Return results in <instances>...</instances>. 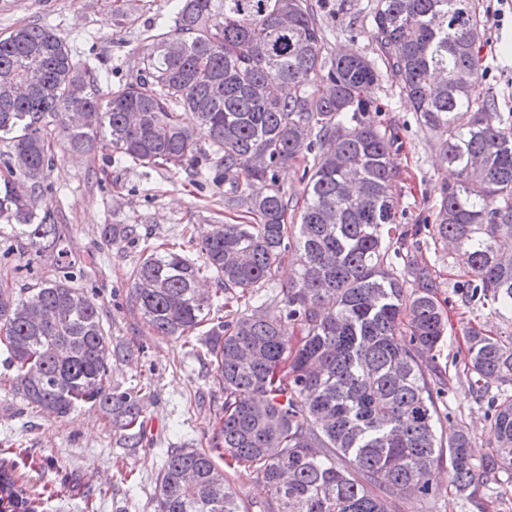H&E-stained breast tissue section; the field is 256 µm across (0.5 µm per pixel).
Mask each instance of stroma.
Wrapping results in <instances>:
<instances>
[{"instance_id": "obj_1", "label": "stroma", "mask_w": 512, "mask_h": 512, "mask_svg": "<svg viewBox=\"0 0 512 512\" xmlns=\"http://www.w3.org/2000/svg\"><path fill=\"white\" fill-rule=\"evenodd\" d=\"M368 0H352L348 13L336 12V0H324L316 20L329 48L348 46L376 61L380 47L361 8ZM171 0H0V34L25 24H48L65 37L72 53L90 60L103 85L119 86L139 77L149 36L172 24ZM492 47H480L484 66L481 91L493 97L498 111L512 113V13L492 31ZM381 128L395 138L393 190L399 199L398 221L431 224L444 186L455 181L452 168L430 143L404 96L383 80L371 91ZM47 175L55 195L40 201L63 224L73 257L86 277L81 285L102 310L103 323L122 354L110 363L113 384L134 387L151 377V391L140 403L147 438L141 447H123L109 420L94 408L81 407L62 418L20 401L5 400L9 373L0 367V459L16 461L31 484L49 492L45 512H154L157 474L164 453L173 446L207 447L213 435L214 410L224 395L202 362L190 355L183 340L156 336L131 311L126 273L139 257L142 243L173 238L184 225L236 222V210L224 206V185L211 169L195 174L165 165L114 164L112 152L95 157L55 148ZM106 224H129L136 242H109ZM433 271L437 297L448 306L443 341L422 363L445 371L449 386L439 396L440 416L463 423L475 458L489 452L486 402L476 400L464 373L466 327L512 330V323L488 301L468 300L456 283L468 269L460 252L424 239L418 254ZM436 512H512V477L497 489L479 488L468 501L446 492Z\"/></svg>"}]
</instances>
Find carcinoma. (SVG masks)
I'll use <instances>...</instances> for the list:
<instances>
[{
    "label": "carcinoma",
    "mask_w": 512,
    "mask_h": 512,
    "mask_svg": "<svg viewBox=\"0 0 512 512\" xmlns=\"http://www.w3.org/2000/svg\"><path fill=\"white\" fill-rule=\"evenodd\" d=\"M173 26L151 36L143 74L102 93L94 68L56 30L36 24L0 37V87L30 69L43 86L0 97V219L23 254L54 267L32 286L15 264L0 276V351L11 395L49 416L99 409L127 448L144 439L137 392L112 384V345L102 311L75 285L83 273L54 213L33 204L55 144L91 155L100 143L141 166L188 169L215 156L227 205L251 224L186 226L178 241L151 247L130 274V300L163 337H186L213 302L238 306L201 343L224 393L211 450L170 448L156 481L155 512H246L224 468L260 475L269 512H390L415 486L434 497L436 468L463 497L512 473V331L468 330L464 371L488 399L487 444L469 453L467 428L441 425L437 371L419 360L448 328L431 269L418 262L421 234L469 255L470 297L512 314V113L479 91L481 18L475 0H373L387 76L455 168L435 223H397L393 143L379 128L368 88L381 73L360 53L329 52L311 0H176ZM184 43L171 57L167 40ZM80 87L74 96V87ZM87 120L68 118L74 105ZM139 111L137 124L128 111ZM208 139L202 148L197 137ZM307 151L302 196L276 183V169ZM267 184L252 195L254 182ZM196 248L204 265L186 258ZM296 267L274 314L260 296L284 262ZM216 275L202 294V270ZM300 335L282 333V319ZM224 460L220 467L215 458ZM0 461V512H38Z\"/></svg>",
    "instance_id": "cac0c4a2"
}]
</instances>
